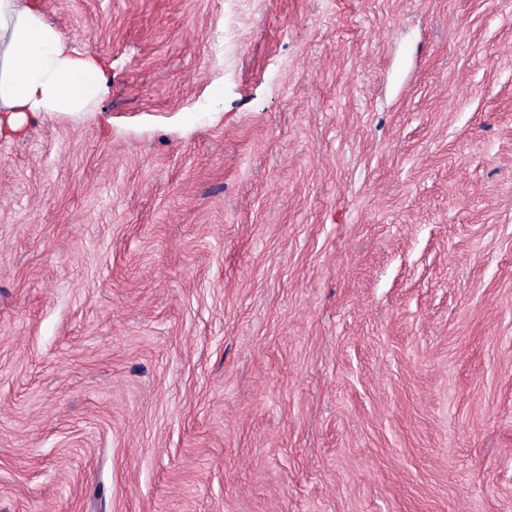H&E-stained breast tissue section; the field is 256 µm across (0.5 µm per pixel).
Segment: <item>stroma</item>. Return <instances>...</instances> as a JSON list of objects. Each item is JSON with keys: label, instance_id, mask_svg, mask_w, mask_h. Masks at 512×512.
Instances as JSON below:
<instances>
[{"label": "stroma", "instance_id": "stroma-1", "mask_svg": "<svg viewBox=\"0 0 512 512\" xmlns=\"http://www.w3.org/2000/svg\"><path fill=\"white\" fill-rule=\"evenodd\" d=\"M19 2L0 512H512V0ZM103 75L98 58L71 50L33 8L0 0L3 135L21 133L31 112L77 111L87 96L81 90L95 91Z\"/></svg>", "mask_w": 512, "mask_h": 512}]
</instances>
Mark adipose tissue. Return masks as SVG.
I'll return each mask as SVG.
<instances>
[{
	"mask_svg": "<svg viewBox=\"0 0 512 512\" xmlns=\"http://www.w3.org/2000/svg\"><path fill=\"white\" fill-rule=\"evenodd\" d=\"M104 75L98 58L71 50L33 8L0 0V134L21 133L33 112H74Z\"/></svg>",
	"mask_w": 512,
	"mask_h": 512,
	"instance_id": "adipose-tissue-1",
	"label": "adipose tissue"
}]
</instances>
